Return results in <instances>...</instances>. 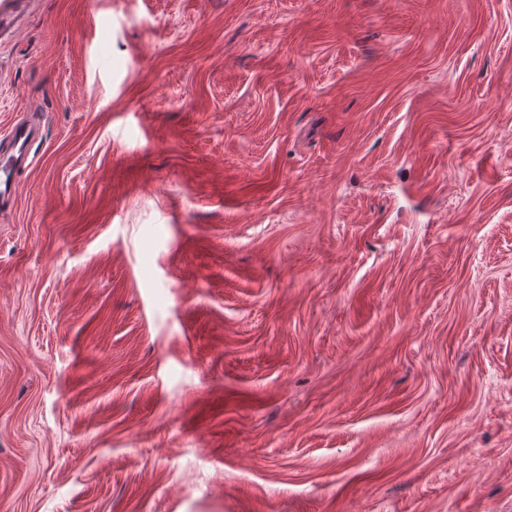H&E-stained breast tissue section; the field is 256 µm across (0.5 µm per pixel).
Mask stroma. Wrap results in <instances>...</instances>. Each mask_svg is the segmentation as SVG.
Masks as SVG:
<instances>
[{"label": "stroma", "mask_w": 512, "mask_h": 512, "mask_svg": "<svg viewBox=\"0 0 512 512\" xmlns=\"http://www.w3.org/2000/svg\"><path fill=\"white\" fill-rule=\"evenodd\" d=\"M0 512H512V0H0ZM40 127L36 120L13 125L5 139L8 144L6 156L2 152V169L0 162V199L7 201L15 199L18 184L14 178L16 168L25 166L31 153V148L39 138ZM3 172V177L1 176Z\"/></svg>", "instance_id": "1"}]
</instances>
